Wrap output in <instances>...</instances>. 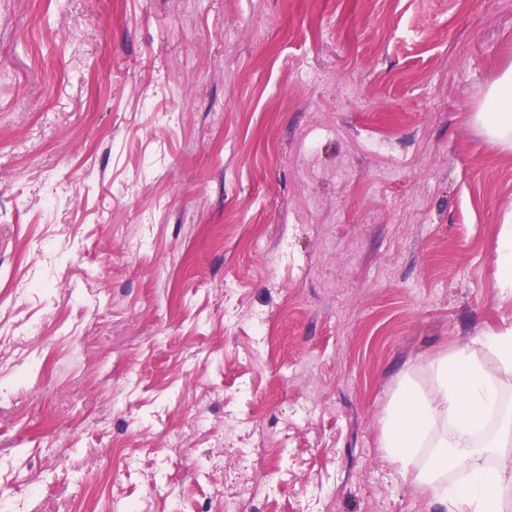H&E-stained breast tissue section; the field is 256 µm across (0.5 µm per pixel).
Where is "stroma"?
Masks as SVG:
<instances>
[{
  "instance_id": "obj_1",
  "label": "stroma",
  "mask_w": 512,
  "mask_h": 512,
  "mask_svg": "<svg viewBox=\"0 0 512 512\" xmlns=\"http://www.w3.org/2000/svg\"><path fill=\"white\" fill-rule=\"evenodd\" d=\"M510 65L512 0H0L7 512H448L384 422L512 326ZM474 120L489 141L512 147V65L487 87ZM499 286L504 294L512 296V233L500 236L495 248Z\"/></svg>"
}]
</instances>
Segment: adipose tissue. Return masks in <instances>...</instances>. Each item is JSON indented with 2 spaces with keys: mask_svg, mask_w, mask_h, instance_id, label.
<instances>
[{
  "mask_svg": "<svg viewBox=\"0 0 512 512\" xmlns=\"http://www.w3.org/2000/svg\"><path fill=\"white\" fill-rule=\"evenodd\" d=\"M474 120L489 141L512 147V66L486 89L484 105ZM497 362L487 366L464 346L451 358L436 365L439 383L428 397L404 387L390 413L384 445L392 460L410 461L425 453L420 480L451 512H499L500 492L506 476L512 475V457H503L497 467H486L476 447L490 413L498 405L497 382L512 375V327L483 339ZM462 469L465 477L447 485L443 476L448 466Z\"/></svg>",
  "mask_w": 512,
  "mask_h": 512,
  "instance_id": "obj_1",
  "label": "adipose tissue"
}]
</instances>
